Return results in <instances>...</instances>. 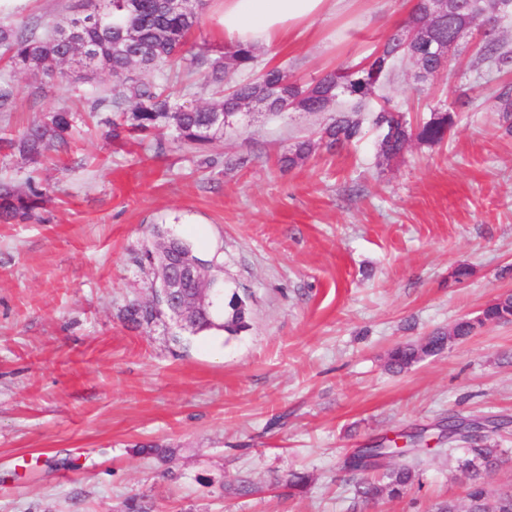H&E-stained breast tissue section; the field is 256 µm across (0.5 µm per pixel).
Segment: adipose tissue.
Segmentation results:
<instances>
[{"label": "adipose tissue", "instance_id": "adipose-tissue-1", "mask_svg": "<svg viewBox=\"0 0 512 512\" xmlns=\"http://www.w3.org/2000/svg\"><path fill=\"white\" fill-rule=\"evenodd\" d=\"M354 0H216L214 21L225 44L284 45L316 21L347 11Z\"/></svg>", "mask_w": 512, "mask_h": 512}]
</instances>
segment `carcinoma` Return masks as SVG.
<instances>
[{
    "label": "carcinoma",
    "instance_id": "carcinoma-1",
    "mask_svg": "<svg viewBox=\"0 0 512 512\" xmlns=\"http://www.w3.org/2000/svg\"><path fill=\"white\" fill-rule=\"evenodd\" d=\"M448 13L463 11L472 25L499 28L500 22L512 14V0H446ZM171 0H80L79 13L91 18L99 13L105 17L102 26L91 25L86 37L95 45V54L82 56L79 48L59 42L55 31L46 28L41 19L31 17L19 27L0 25V60L9 73L0 78V112H10L15 105L11 75L38 73L62 81L77 80L76 73L106 72L112 77L113 90L109 97L92 103L94 112H111L108 135L114 139L123 136L145 137L159 129H169L175 140L187 145L203 147L224 135V128L212 124L214 112H238L247 100L264 101L270 107L297 105L300 112H319L331 97L344 95L354 101L349 109L336 110V117L328 123L319 140L329 148L358 140L363 133L362 122L354 117L381 83L393 74L399 61L412 60L418 52L416 42L429 26V0H416L403 24L390 33L366 59L354 66L339 67L322 78L307 83L279 67L258 68L257 48L245 45H226L215 57L203 45L186 58L184 47L203 17L205 0H194L191 9L181 11L169 8ZM476 63L498 73L512 72V48L494 34L484 32L472 43ZM186 67L194 76L189 88H211L216 94L213 103L191 108L178 102L166 81L152 79L136 83L126 81L127 73L138 67L154 73L166 67L175 71ZM420 77H434L445 67L435 54L417 60ZM502 127L512 134V94L499 96ZM77 112L59 108L45 112L42 117L14 138H0L13 154L37 164L52 147L64 146L71 136ZM372 125L380 131L379 156L391 162L403 156L412 140L420 143L442 142L457 124L456 113L443 104L430 109L429 117L411 124L406 112L383 98L379 108L372 111ZM317 140V141H319ZM317 141L308 138L296 145L294 152L281 159L283 167L292 169L308 159ZM44 192L34 179L22 190L10 182H0V221L27 220L43 205ZM248 306L237 294L224 299V308L218 314H202L190 327L193 333L222 330L236 335L248 329ZM126 319L136 325H150L161 316L147 303H133L125 310ZM512 321V294L501 295L487 304L474 318H462L446 333L437 332L419 345L398 346L388 353V365L402 371L418 360L442 351L447 342L464 340L486 324ZM453 433L459 441L483 445L469 449L461 468L468 479V498L478 510L484 503L502 501L507 512H512V492L492 493L487 489L486 472L505 461L506 451L487 443L488 436L473 432L490 428L498 430L502 423L468 422L451 417ZM344 470L360 476L356 493L364 501H372L385 494L397 498L408 490L415 480L414 469L408 464H396L383 473L386 481L376 483L365 477L366 468L351 455L344 460Z\"/></svg>",
    "mask_w": 512,
    "mask_h": 512
}]
</instances>
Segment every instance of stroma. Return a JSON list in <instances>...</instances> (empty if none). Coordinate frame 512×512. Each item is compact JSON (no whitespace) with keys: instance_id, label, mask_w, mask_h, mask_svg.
Wrapping results in <instances>:
<instances>
[{"instance_id":"stroma-1","label":"stroma","mask_w":512,"mask_h":512,"mask_svg":"<svg viewBox=\"0 0 512 512\" xmlns=\"http://www.w3.org/2000/svg\"><path fill=\"white\" fill-rule=\"evenodd\" d=\"M75 0H0V23L65 22ZM411 0H357L312 36L260 48L259 65L311 81L354 65L404 20ZM0 129L45 111L81 110L70 144L32 168L0 158V180L36 175L46 201L0 224V512H467L466 446L439 440L449 416L508 419L491 433L512 450V322L486 325L403 372L386 366L512 293V136L498 124L504 79L453 59L416 82L402 63L382 98L458 112L439 144L412 142L383 163L378 130L316 148L292 170L278 158L330 120L326 112H257L212 145L161 131L108 138L100 73L69 84L14 75ZM216 255L224 290L245 298L248 330L191 334L169 319L127 322L149 295L140 257L156 231ZM468 265L463 283L450 275ZM181 344H174V336ZM412 428L430 448L406 461L415 483L365 503L342 469L354 449ZM169 450L171 459L144 454ZM293 471L311 481L294 492ZM261 486L236 494L239 480Z\"/></svg>"}]
</instances>
